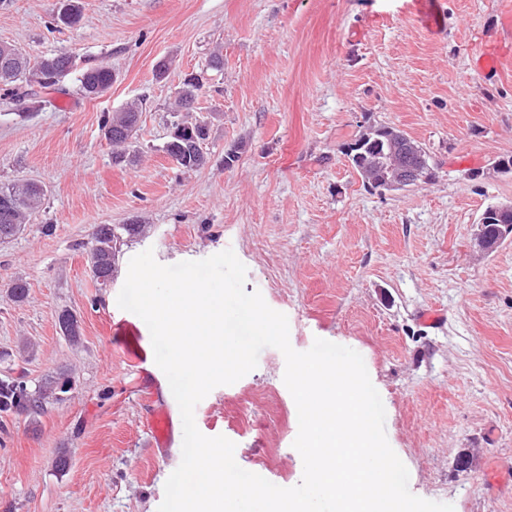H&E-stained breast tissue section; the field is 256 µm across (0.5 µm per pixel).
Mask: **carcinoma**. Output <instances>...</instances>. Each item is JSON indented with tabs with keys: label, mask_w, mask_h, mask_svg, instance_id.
<instances>
[{
	"label": "carcinoma",
	"mask_w": 512,
	"mask_h": 512,
	"mask_svg": "<svg viewBox=\"0 0 512 512\" xmlns=\"http://www.w3.org/2000/svg\"><path fill=\"white\" fill-rule=\"evenodd\" d=\"M81 19L78 0H59L53 20L65 26H74ZM70 58L65 55L46 56L34 67L27 57L17 48L0 45V89L8 95L28 102V108L40 110L52 100L42 96L40 90H57L61 79L70 68ZM115 71L108 64L85 70L80 78L81 89L87 98H96L112 87ZM204 86V73L185 75L173 103L175 112H191ZM142 102L133 101L122 111L106 114L100 130L113 148L115 163L134 162L137 159L136 139L139 130V118ZM210 121L201 117L194 120L181 119L173 124L170 139L164 145V151L172 156L177 165L186 170H193L206 163V156L201 153L204 142L209 137ZM393 139L394 146L404 150L406 155L414 156L423 151L416 142H404L393 134V128L380 126L367 133V140L357 139L359 148L350 153L354 169H359L367 159L385 150L388 139ZM46 197L45 186L31 181H17L0 184V242L11 239L25 229L29 217L38 209ZM120 234L109 224L96 227L88 248V267L100 287L105 288L112 281L117 242ZM59 326L64 335L74 340L79 336L76 318L64 312L59 316ZM71 389L70 381L49 380L44 390L38 394L30 392L22 378L7 377L0 379V416H9L21 412L35 411L42 406L43 400L55 392L66 393Z\"/></svg>",
	"instance_id": "obj_1"
}]
</instances>
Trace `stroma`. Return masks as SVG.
Returning <instances> with one entry per match:
<instances>
[{
  "instance_id": "1",
  "label": "stroma",
  "mask_w": 512,
  "mask_h": 512,
  "mask_svg": "<svg viewBox=\"0 0 512 512\" xmlns=\"http://www.w3.org/2000/svg\"><path fill=\"white\" fill-rule=\"evenodd\" d=\"M55 2L0 0V44L33 64L73 58L51 106L22 118L0 99V184L47 188L25 231L0 244V378L34 390L65 375L73 389L0 417V512H157L182 458L180 409L154 360L132 363L128 348L151 350L150 332L117 305L130 259L149 248L164 265L233 249L246 292L287 316L296 351L321 338L361 354L414 495L512 512V235L489 254L470 247L486 207L512 202V173L491 168L512 156V0H438V32L417 0H80L73 27L54 23ZM217 46L224 68L196 103L215 116L207 162L187 171L163 152L171 104ZM483 52L500 56L498 71H478ZM102 64L116 81L83 97L82 72ZM134 99L139 160L119 165L100 118ZM377 126L421 143L434 179L367 188L345 149ZM136 221L149 233L124 239L99 287L94 227ZM426 309L444 321L424 324ZM65 311L78 343L59 329ZM284 370L279 350L262 349L194 417L234 442L240 467L292 487L303 461ZM161 407L174 416L162 450L149 429Z\"/></svg>"
}]
</instances>
